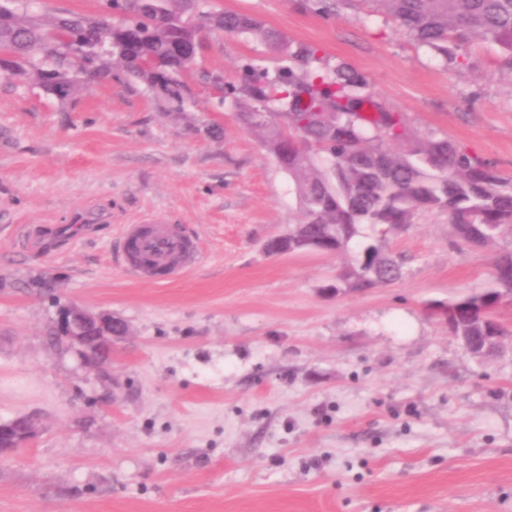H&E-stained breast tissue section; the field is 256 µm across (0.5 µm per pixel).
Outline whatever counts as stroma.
Masks as SVG:
<instances>
[{"label":"stroma","mask_w":512,"mask_h":512,"mask_svg":"<svg viewBox=\"0 0 512 512\" xmlns=\"http://www.w3.org/2000/svg\"><path fill=\"white\" fill-rule=\"evenodd\" d=\"M348 63L418 136L449 137L512 177V72L476 41L456 61L352 0H214ZM284 57L212 33L199 66L236 81ZM222 127L215 141L205 125ZM152 214L199 243L183 276L119 265L123 225ZM301 219L294 186L209 84L167 115L114 75L70 102L0 76V422L35 437L0 459V512H512V337L470 354L440 316L487 288L512 239L453 246L422 213L384 249L401 278L334 292L343 253L271 256ZM92 223L33 250L24 226ZM80 305L124 321L102 364L56 340Z\"/></svg>","instance_id":"1"}]
</instances>
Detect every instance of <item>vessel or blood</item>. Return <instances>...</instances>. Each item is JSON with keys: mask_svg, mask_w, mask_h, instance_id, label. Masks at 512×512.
I'll list each match as a JSON object with an SVG mask.
<instances>
[{"mask_svg": "<svg viewBox=\"0 0 512 512\" xmlns=\"http://www.w3.org/2000/svg\"><path fill=\"white\" fill-rule=\"evenodd\" d=\"M122 261L145 281L175 278L188 272L198 257V245L174 224L153 218L124 225Z\"/></svg>", "mask_w": 512, "mask_h": 512, "instance_id": "vessel-or-blood-1", "label": "vessel or blood"}]
</instances>
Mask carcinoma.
I'll return each mask as SVG.
<instances>
[{
  "label": "carcinoma",
  "mask_w": 512,
  "mask_h": 512,
  "mask_svg": "<svg viewBox=\"0 0 512 512\" xmlns=\"http://www.w3.org/2000/svg\"><path fill=\"white\" fill-rule=\"evenodd\" d=\"M32 0H0V50L8 78L64 103L87 80L116 69L143 85L163 106L184 110L188 82L214 29L259 34L283 52L288 65L271 73L249 61L235 83L208 82L231 98L238 119L255 133L292 178L303 219L288 233L297 250L357 254L336 283L351 291L390 284L401 265L383 249L387 232L403 230L418 213L448 215L456 242L490 246L512 236V178L501 175L447 137L419 138L405 118L366 92L365 79L347 63L322 62L319 49L293 42L257 19L212 9L210 0H122L123 17H45ZM347 0H304L336 16ZM418 45L453 59L480 39L506 50L512 71V0H372ZM368 226L371 233L361 231ZM512 295V253L500 257L491 285L448 302L463 310L455 335L466 344L494 347L504 329L479 312Z\"/></svg>",
  "instance_id": "obj_1"
}]
</instances>
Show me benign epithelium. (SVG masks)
<instances>
[{
    "instance_id": "7a95c632",
    "label": "benign epithelium",
    "mask_w": 512,
    "mask_h": 512,
    "mask_svg": "<svg viewBox=\"0 0 512 512\" xmlns=\"http://www.w3.org/2000/svg\"><path fill=\"white\" fill-rule=\"evenodd\" d=\"M119 332H125V325L112 315L94 313L76 305L65 308L55 325V334L76 346L87 364L97 362ZM34 433L32 419L17 417L10 425L0 426V448L7 451L17 448Z\"/></svg>"
}]
</instances>
